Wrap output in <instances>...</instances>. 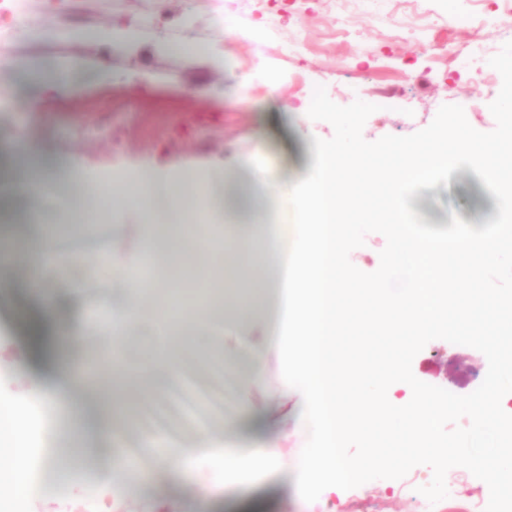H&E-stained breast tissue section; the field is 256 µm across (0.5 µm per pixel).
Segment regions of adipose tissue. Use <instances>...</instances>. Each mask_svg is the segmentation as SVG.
Returning a JSON list of instances; mask_svg holds the SVG:
<instances>
[{"label":"adipose tissue","mask_w":512,"mask_h":512,"mask_svg":"<svg viewBox=\"0 0 512 512\" xmlns=\"http://www.w3.org/2000/svg\"><path fill=\"white\" fill-rule=\"evenodd\" d=\"M464 166L487 172L488 187L500 202V219L488 233L466 231L427 241L411 229V188ZM323 169L320 189L283 200L278 223L245 228L242 241L248 253L238 256V267L247 268L249 255L256 253L276 276L269 282L251 281L234 295L243 323L253 319L264 299L279 298L266 339L251 353L249 365L253 380L261 381L267 354L276 352L283 384L305 396L294 427L300 472L333 488L352 480L357 468H371L374 455L357 465L340 450L356 439H374L378 428L373 420L380 416L390 432L383 450L391 457L402 459L417 450L424 456L466 459L496 475L512 474V410L503 407L512 393L511 370L501 372L468 403L471 425L446 448L427 415L432 396L409 393L400 399L394 394L403 357L420 337L477 332L493 349L512 339V289L491 296L485 291L490 268L512 269V186L506 183L512 177V124L487 139L449 117L437 134L397 144L384 155L366 154L351 139L340 154L324 160ZM189 181L205 195L212 175L176 161L162 174L145 163L134 173L88 184L85 191L99 201L138 210L149 224L155 204H162L182 220L180 232L168 241L170 253L182 255L200 242L193 224L183 220V189ZM354 215L384 222L391 280H366L343 259L357 230L350 222ZM451 281L459 283V290H447ZM41 431L39 417L0 400V507L5 512H21L39 491L29 476V449ZM152 454L161 463L181 459L178 478L196 484L205 499L223 489L231 464L261 474L280 459L278 442L256 441L230 451L217 447L203 429L176 449L156 448ZM195 459L208 460L219 480L197 483L191 466Z\"/></svg>","instance_id":"obj_1"}]
</instances>
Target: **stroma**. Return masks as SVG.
Here are the masks:
<instances>
[{"label":"stroma","mask_w":512,"mask_h":512,"mask_svg":"<svg viewBox=\"0 0 512 512\" xmlns=\"http://www.w3.org/2000/svg\"><path fill=\"white\" fill-rule=\"evenodd\" d=\"M228 16L250 29L251 41L230 40ZM111 26L137 30L138 41L117 46L84 36ZM184 42L207 52L183 54L176 46ZM1 52L9 61L0 63V399L35 413L46 390L59 387L95 417L99 395L83 394L78 375L58 365L93 357L111 334L107 319L129 297L124 284L76 261L106 255L135 269L149 228L126 209L91 231L60 235L58 257H44L40 238L86 208L85 184L146 159L222 172L207 207L223 218L212 235L233 251L238 224L257 217L278 223L283 195L320 187L321 152L340 149L348 137L382 155L396 142L429 135L451 113L477 134H496L506 119L499 102L512 92V69L499 63L512 54V0H0ZM59 72L70 92L43 93V78ZM21 143L38 150L46 171L62 170L50 199L24 190ZM408 205L429 237L491 228L499 213L474 168L418 183ZM383 235L381 224H366L344 251L372 280L386 263ZM230 307L219 288L211 317L189 320L179 379L129 384L131 422L120 446L138 454L143 407L172 403L175 411L158 427L162 444L190 441L193 421L204 418L218 442H280L277 471L243 475L237 492L205 500L174 466L147 456L139 472L113 471L115 446L97 431L71 445L96 460L100 476L88 487L105 498L120 494L110 512H448L498 489L499 479L469 461L449 466L385 454L336 492L303 487L289 438L297 397L284 389L276 358L256 384L248 368L223 372L191 346L217 333L248 357L264 328L255 322L240 333L227 317ZM502 368L482 340L438 333L407 354L403 373L409 390L433 394L431 417L452 415L461 431L470 426L467 404ZM242 392L250 399L245 410L237 404ZM44 433L33 472L40 492L24 510L75 512L86 487L59 485L57 421Z\"/></svg>","instance_id":"obj_1"}]
</instances>
